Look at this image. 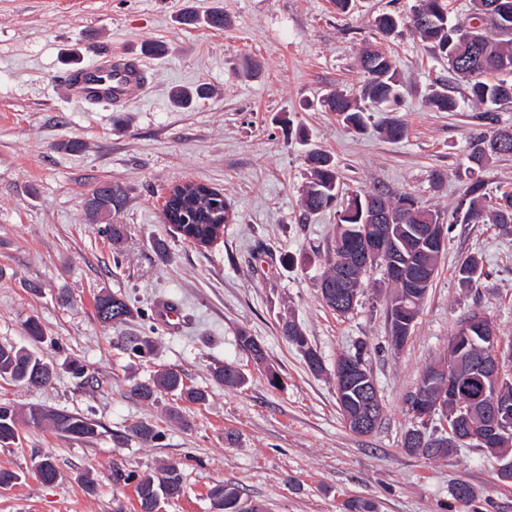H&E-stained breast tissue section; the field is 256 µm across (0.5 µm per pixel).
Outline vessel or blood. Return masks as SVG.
I'll return each mask as SVG.
<instances>
[{
	"mask_svg": "<svg viewBox=\"0 0 512 512\" xmlns=\"http://www.w3.org/2000/svg\"><path fill=\"white\" fill-rule=\"evenodd\" d=\"M71 98L79 103H129L141 99L145 71L138 60L116 53L73 71L67 78Z\"/></svg>",
	"mask_w": 512,
	"mask_h": 512,
	"instance_id": "vessel-or-blood-1",
	"label": "vessel or blood"
}]
</instances>
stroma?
Here are the masks:
<instances>
[{"label":"stroma","instance_id":"stroma-1","mask_svg":"<svg viewBox=\"0 0 512 512\" xmlns=\"http://www.w3.org/2000/svg\"><path fill=\"white\" fill-rule=\"evenodd\" d=\"M415 3L353 0L341 13L331 0H0V344L28 345L25 324L38 319L47 334L38 353L55 369L40 389L0 379V402L80 414L105 429L83 441L20 424L18 442L0 447V469L19 475L0 486V512H138L134 482H116L114 471L157 476L169 465L184 493L163 512H213L208 492L222 483L238 489L243 507L267 512H343L355 497L373 501L376 512H512V486L482 449L428 460L402 445L413 425L406 398L426 366L447 355L462 319L482 312L512 343V232L489 223L452 228L400 350L390 345L392 289L382 267L370 270L345 316L318 288L338 210L352 192H408L424 207L451 210L465 190L458 173L472 143L512 127V101L498 106L496 123L483 121L466 83L450 78L447 61L414 29L380 36L379 15L405 16ZM190 9L221 10L229 23L183 26L179 17ZM148 41L160 51L144 53ZM377 41L403 84L397 116L408 134L398 142L373 124L355 131L320 105L328 93H356L366 79L360 53ZM107 52L141 60L142 98L72 100L69 73ZM199 85L209 87L207 97L174 103L177 90ZM443 90L458 111L429 109ZM71 140L82 149H67ZM313 150L329 154L340 175L335 207L316 214L303 206ZM186 181L220 191L234 213L214 247L185 241L163 219L164 197ZM103 182L127 191L117 246L83 210ZM470 255L485 270L473 288L456 273ZM104 291L127 300V323L98 319L95 298ZM165 300L180 308L178 328L155 315ZM288 318L321 354L325 373L313 374L285 341ZM242 331L264 345L266 365L238 347ZM129 332L153 341L150 357L119 347ZM360 340L373 350L384 406L367 436L346 427L334 377L337 358ZM68 359L86 365L85 377L66 369ZM225 361L245 373L240 389L213 381L212 367ZM164 367L209 393L205 405L181 404L180 424L167 417L171 397L148 404L131 392ZM272 370L279 385L268 380ZM139 423L162 439L134 437ZM45 456L59 472L52 484L34 470ZM459 481L473 488V502L451 498Z\"/></svg>","mask_w":512,"mask_h":512}]
</instances>
